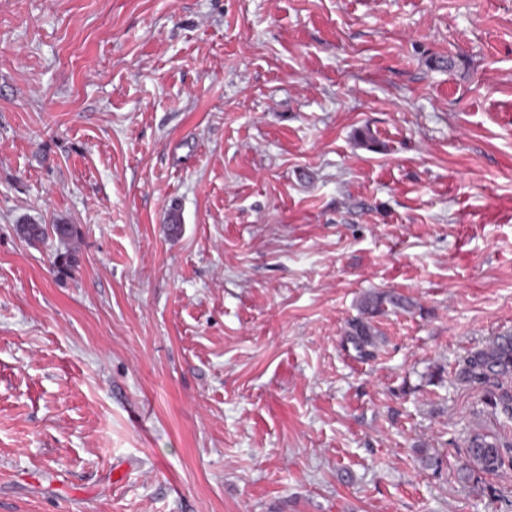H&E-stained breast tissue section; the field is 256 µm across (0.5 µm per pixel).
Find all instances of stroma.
Wrapping results in <instances>:
<instances>
[{"label":"stroma","mask_w":512,"mask_h":512,"mask_svg":"<svg viewBox=\"0 0 512 512\" xmlns=\"http://www.w3.org/2000/svg\"><path fill=\"white\" fill-rule=\"evenodd\" d=\"M510 332L512 0H0V512H512ZM347 340L361 356L371 354L374 347V330L368 322L356 321L350 325ZM507 375H512L511 333L495 336L485 347L472 352L458 378L470 386H483ZM497 438L486 433L474 432L466 439V462L460 468V480L469 483L475 479L477 471L493 473L505 464V458L500 448H511Z\"/></svg>","instance_id":"1"}]
</instances>
